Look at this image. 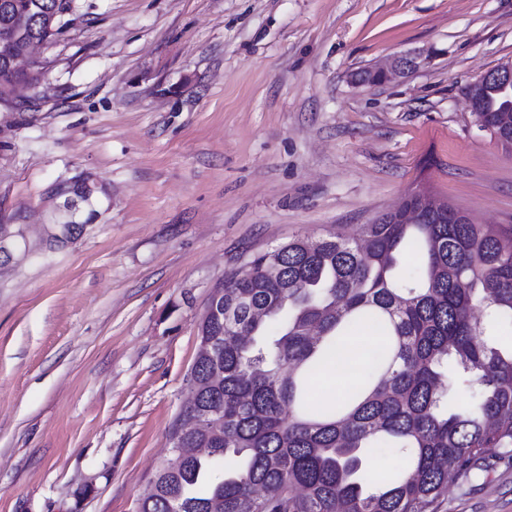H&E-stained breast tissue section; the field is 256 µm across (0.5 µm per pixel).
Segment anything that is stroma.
Segmentation results:
<instances>
[{
  "label": "stroma",
  "mask_w": 512,
  "mask_h": 512,
  "mask_svg": "<svg viewBox=\"0 0 512 512\" xmlns=\"http://www.w3.org/2000/svg\"><path fill=\"white\" fill-rule=\"evenodd\" d=\"M0 103V512H136L190 395L212 289L411 192L512 226V150L463 94L512 0H74ZM429 64L372 87L388 57ZM52 224H78L48 244ZM439 512H512V462Z\"/></svg>",
  "instance_id": "stroma-1"
}]
</instances>
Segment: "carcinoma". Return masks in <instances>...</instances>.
<instances>
[{"label": "carcinoma", "instance_id": "1", "mask_svg": "<svg viewBox=\"0 0 512 512\" xmlns=\"http://www.w3.org/2000/svg\"><path fill=\"white\" fill-rule=\"evenodd\" d=\"M72 0H0L47 35L48 13ZM42 66L5 71L36 83ZM475 122L512 148V93L480 89ZM413 222L386 214L357 235L295 237L224 277V326H206L211 350L192 367L196 402L178 423L211 414L185 436L202 455L172 456L139 512H438L448 482L488 470L485 449L512 459V228L476 224L424 193L407 197ZM368 320L381 347L361 389L317 403L308 379L345 331ZM457 387L469 405L448 409ZM394 450L404 467L376 487L360 478L366 456Z\"/></svg>", "mask_w": 512, "mask_h": 512}]
</instances>
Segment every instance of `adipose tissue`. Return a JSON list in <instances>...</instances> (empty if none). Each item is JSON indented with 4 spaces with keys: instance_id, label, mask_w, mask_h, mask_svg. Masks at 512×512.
Instances as JSON below:
<instances>
[{
    "instance_id": "adipose-tissue-1",
    "label": "adipose tissue",
    "mask_w": 512,
    "mask_h": 512,
    "mask_svg": "<svg viewBox=\"0 0 512 512\" xmlns=\"http://www.w3.org/2000/svg\"><path fill=\"white\" fill-rule=\"evenodd\" d=\"M380 343L381 338L372 325L356 326L313 376L314 398L335 402L352 393L360 384L363 367Z\"/></svg>"
}]
</instances>
